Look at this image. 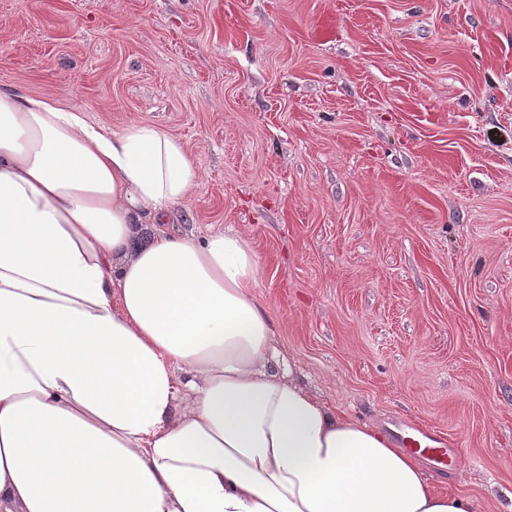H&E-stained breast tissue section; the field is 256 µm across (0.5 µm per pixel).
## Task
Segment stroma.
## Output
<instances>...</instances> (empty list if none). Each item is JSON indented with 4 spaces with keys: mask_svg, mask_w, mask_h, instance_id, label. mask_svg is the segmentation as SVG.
<instances>
[{
    "mask_svg": "<svg viewBox=\"0 0 512 512\" xmlns=\"http://www.w3.org/2000/svg\"><path fill=\"white\" fill-rule=\"evenodd\" d=\"M2 86L181 139L296 382L512 512V0H0ZM400 434L402 443L409 447L410 451L423 459L427 460L431 464H442L448 466L455 462L457 449L437 447L432 444H425L423 447L419 439L413 436Z\"/></svg>",
    "mask_w": 512,
    "mask_h": 512,
    "instance_id": "obj_1",
    "label": "stroma"
}]
</instances>
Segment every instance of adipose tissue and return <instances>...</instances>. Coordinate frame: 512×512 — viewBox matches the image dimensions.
Wrapping results in <instances>:
<instances>
[{"mask_svg": "<svg viewBox=\"0 0 512 512\" xmlns=\"http://www.w3.org/2000/svg\"><path fill=\"white\" fill-rule=\"evenodd\" d=\"M183 144L0 89V512H474L290 377Z\"/></svg>", "mask_w": 512, "mask_h": 512, "instance_id": "ef3b65f1", "label": "adipose tissue"}]
</instances>
